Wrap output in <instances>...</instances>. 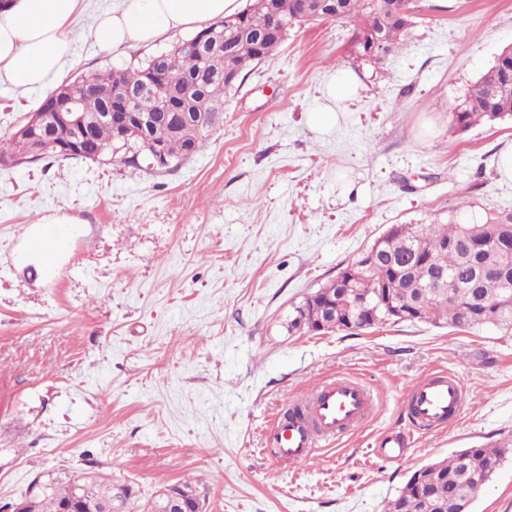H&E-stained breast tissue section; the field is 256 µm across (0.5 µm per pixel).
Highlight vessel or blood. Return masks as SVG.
<instances>
[{"mask_svg": "<svg viewBox=\"0 0 512 512\" xmlns=\"http://www.w3.org/2000/svg\"><path fill=\"white\" fill-rule=\"evenodd\" d=\"M404 398L414 425L427 429L457 415L465 402L461 381L453 375L418 380L406 387ZM306 408L302 420L279 419L270 436L276 441V458L297 464L308 460L319 442H334L358 429L369 417L373 400L360 382L339 376L300 396Z\"/></svg>", "mask_w": 512, "mask_h": 512, "instance_id": "b4317fda", "label": "vessel or blood"}]
</instances>
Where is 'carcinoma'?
<instances>
[{"mask_svg": "<svg viewBox=\"0 0 512 512\" xmlns=\"http://www.w3.org/2000/svg\"><path fill=\"white\" fill-rule=\"evenodd\" d=\"M416 0H340L338 21L354 23L351 43L354 58L379 64L396 55L405 44L415 24ZM276 37L264 39L257 32L270 24L262 0H253L235 14L216 21L177 45L148 57L136 67L97 70L62 83L51 96L76 95L82 110L95 114L110 109L101 92L124 87L139 93L148 82L158 81L170 91L194 94L209 103L210 114L202 121L188 116L175 123L166 119L167 110L151 94H139L132 105L135 112L155 117L162 125L157 136L145 141L125 140L108 124H100L89 133L79 151L64 155L85 159L87 155L110 147L118 150L116 161L145 173H165L194 156L208 133L221 122L224 97L240 88L246 70L271 55L288 39V33L310 21H323V11L313 0H278ZM216 29L224 34V52L209 57L184 48V45ZM450 129L462 134L482 123L512 120V50L505 47L493 65L483 73L448 113ZM74 132L56 122L47 124L43 136L53 143H67ZM23 150L22 142L12 136L0 143V161H9ZM386 257L371 263L360 254L350 260L339 276H351L356 298L368 300L363 308L340 298L342 288L333 278L293 307L288 317L290 332L328 331L330 318L319 312L321 305L333 302L341 312L340 323L351 321L371 329L384 324L388 312L397 309L410 315L415 323L450 324L459 329L493 326L512 331V212L488 213L479 222H461L450 218L446 224H396L386 233ZM498 269V275L480 279L472 288H450L448 297L435 298L414 283L413 268L422 265L443 269L463 280L469 276L473 261ZM512 451V440L463 448L447 459L423 466L435 471L432 485L434 499L446 504L453 501L470 512L474 495L493 477L490 467H497ZM412 473L400 493L389 501L384 512H423ZM192 490L188 482L163 484L143 504L141 512H164L159 492ZM86 494L93 509L116 507L117 512H132L135 491L126 484L114 483L101 475L83 476L63 482L38 480L29 512H60L73 493Z\"/></svg>", "mask_w": 512, "mask_h": 512, "instance_id": "carcinoma-1", "label": "carcinoma"}]
</instances>
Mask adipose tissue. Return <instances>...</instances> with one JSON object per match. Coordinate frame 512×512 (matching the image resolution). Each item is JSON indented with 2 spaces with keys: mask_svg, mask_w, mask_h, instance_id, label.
Wrapping results in <instances>:
<instances>
[{
  "mask_svg": "<svg viewBox=\"0 0 512 512\" xmlns=\"http://www.w3.org/2000/svg\"><path fill=\"white\" fill-rule=\"evenodd\" d=\"M82 0H12L0 11V84L28 91L48 87L72 52V22ZM237 0H120L100 13L92 34L102 48L115 52L148 46L163 36L198 30L236 11ZM363 86L355 71L333 69L325 104L307 114L308 126L326 132L338 124L344 102Z\"/></svg>",
  "mask_w": 512,
  "mask_h": 512,
  "instance_id": "ef3b65f1",
  "label": "adipose tissue"
}]
</instances>
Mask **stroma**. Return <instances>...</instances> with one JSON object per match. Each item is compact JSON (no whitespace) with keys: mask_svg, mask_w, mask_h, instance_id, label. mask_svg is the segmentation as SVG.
<instances>
[{"mask_svg":"<svg viewBox=\"0 0 512 512\" xmlns=\"http://www.w3.org/2000/svg\"><path fill=\"white\" fill-rule=\"evenodd\" d=\"M113 0H83L60 78L134 66L91 35ZM346 21L295 28L224 103V122L163 175L104 160L0 165V505L39 477L96 470L146 501L192 481L206 512H383L411 474L512 437V332L402 322L288 333L294 305L396 224L512 211V120L450 133L459 98L512 45V0H418L406 46L353 60ZM362 75L339 126L313 131L324 78ZM0 84V139L45 99ZM450 373L456 419L413 429L412 382ZM344 375L376 404L356 431L288 467L272 421ZM395 431L411 443L387 459ZM471 512H512V460Z\"/></svg>","mask_w":512,"mask_h":512,"instance_id":"stroma-1","label":"stroma"}]
</instances>
